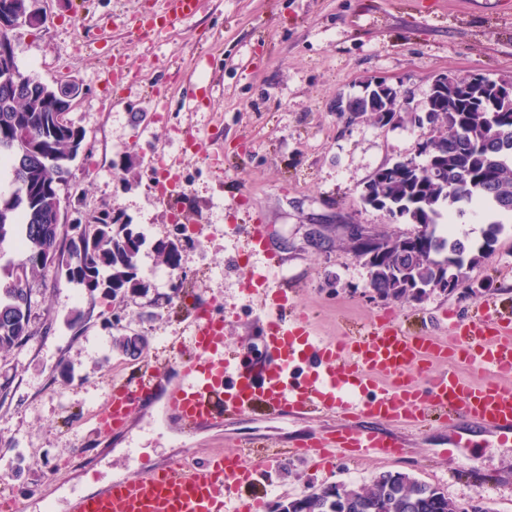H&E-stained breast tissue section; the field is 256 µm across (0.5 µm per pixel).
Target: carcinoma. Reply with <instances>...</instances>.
I'll use <instances>...</instances> for the list:
<instances>
[{"label":"carcinoma","instance_id":"cac0c4a2","mask_svg":"<svg viewBox=\"0 0 512 512\" xmlns=\"http://www.w3.org/2000/svg\"><path fill=\"white\" fill-rule=\"evenodd\" d=\"M28 0H0V54L13 49L10 23L27 16ZM495 96L481 87L450 86L432 92L430 137L435 150H421L417 170L395 169L374 181V192L414 223L425 219V239L381 236L384 252L369 262L370 287L384 299H401L418 284L446 277L444 264L471 266L475 248L448 231L439 220L454 205L480 202L512 214V100L490 108ZM59 99L53 87L19 69H0V170L11 172L16 189L0 193V247L11 242L16 257L0 250V351L26 343L34 331L29 281L54 266L56 283L117 297L141 289L136 259L145 240L119 223L107 208L86 224H60V184L72 160L84 150V133L55 120ZM176 233L157 244L167 262L182 249ZM130 358L140 356L146 336L120 337ZM268 512H457V503L439 488L407 473L384 471L362 485L331 484L317 491L274 501Z\"/></svg>","mask_w":512,"mask_h":512}]
</instances>
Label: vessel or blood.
<instances>
[{
    "mask_svg": "<svg viewBox=\"0 0 512 512\" xmlns=\"http://www.w3.org/2000/svg\"><path fill=\"white\" fill-rule=\"evenodd\" d=\"M201 0H167L165 24L192 16ZM290 281L265 296L264 356L242 365L224 359V320L200 303L188 336L189 354L167 409L182 427L195 430L224 417H245L261 408L284 417L336 416L335 435L277 451L290 461L302 453L333 460L404 455V442L380 430L383 422L408 427L432 417L494 430L512 441V321L483 315L450 323L448 336H417L391 323L371 325L364 334L322 339L288 311ZM492 373L474 382L461 376L455 360ZM439 373H431L430 364ZM416 369L420 380L407 378ZM163 379L145 374L113 387L105 409L93 416V431L122 426L137 405L154 397ZM368 425H361V418ZM242 451L209 456L200 465L171 462L115 481L92 493H75L67 512H223L224 502L250 483Z\"/></svg>",
    "mask_w": 512,
    "mask_h": 512,
    "instance_id": "b4317fda",
    "label": "vessel or blood"
}]
</instances>
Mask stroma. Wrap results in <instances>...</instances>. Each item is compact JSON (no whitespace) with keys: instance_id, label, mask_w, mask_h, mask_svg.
<instances>
[{"instance_id":"stroma-1","label":"stroma","mask_w":512,"mask_h":512,"mask_svg":"<svg viewBox=\"0 0 512 512\" xmlns=\"http://www.w3.org/2000/svg\"><path fill=\"white\" fill-rule=\"evenodd\" d=\"M46 18L12 35L19 69L48 85L73 80L82 93L67 118L85 134V154L60 187L71 220L111 207L143 234L138 276L147 294L119 298L56 284L54 269L32 283L35 336L0 351V463L11 465L5 491L46 504L51 491L72 493L112 471L134 477L186 457L202 461L252 442L253 483L246 494L266 501L332 483L361 485L382 471L409 473L459 504L489 499L512 512V443L474 430L467 447L449 450L453 434L436 421L399 430L409 453L399 460H339L311 455L278 466L272 449L331 434L336 422L287 419L271 412L192 432L165 422L166 390L134 408L127 423L95 441L90 418L113 382L146 367L180 379L182 350L199 301L224 319V356L257 358L264 316L247 291L254 256L239 225H263L275 263L269 286L294 283L297 315L317 336L333 338L390 321L422 336L442 334L443 317L469 320L486 303L512 311V219L467 268V287L384 300L369 286V268L353 229L399 238L415 227L364 205L374 172L418 156L430 137L414 123L441 74L512 77V0H202L199 11L144 40L133 24L162 14L165 0H38ZM382 77L410 91L401 116L380 125H348L337 95L361 92ZM194 150L184 151L188 140ZM165 154L191 185L175 204L151 190L152 160ZM135 164L125 169L124 157ZM191 226L177 264L154 250L174 231L172 215ZM179 296L164 301L172 285ZM148 339L129 358L117 339L133 329ZM92 439V438H91Z\"/></svg>"}]
</instances>
